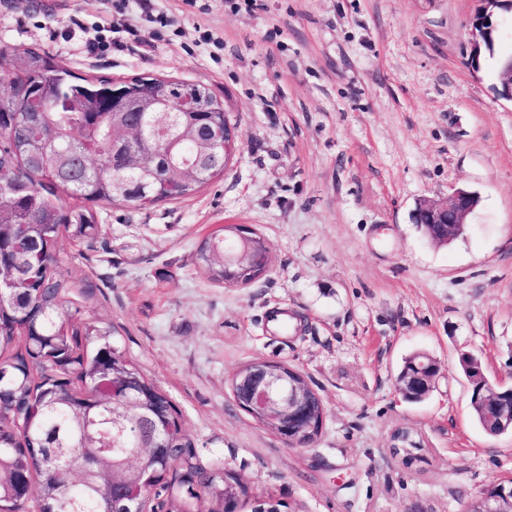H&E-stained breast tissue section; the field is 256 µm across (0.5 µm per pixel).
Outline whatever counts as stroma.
Masks as SVG:
<instances>
[{
  "instance_id": "1",
  "label": "stroma",
  "mask_w": 512,
  "mask_h": 512,
  "mask_svg": "<svg viewBox=\"0 0 512 512\" xmlns=\"http://www.w3.org/2000/svg\"><path fill=\"white\" fill-rule=\"evenodd\" d=\"M479 0H0V50L47 51L82 76L208 85L237 127L224 174L147 210L99 207L100 234L60 237L75 286L64 312L111 328L170 398L201 463L249 490L240 512H466L512 476V434L472 419L458 364L477 354L512 383V101L493 54L469 63ZM170 24L153 38L150 15ZM115 31L88 51L98 23ZM480 196L444 246L414 224L416 202ZM227 224L267 239V274L208 278L198 243ZM95 296L85 301L82 291ZM435 358L421 403L396 391L404 357ZM300 370L321 396L317 443L289 447L236 402L256 359ZM420 446L412 461L395 431Z\"/></svg>"
}]
</instances>
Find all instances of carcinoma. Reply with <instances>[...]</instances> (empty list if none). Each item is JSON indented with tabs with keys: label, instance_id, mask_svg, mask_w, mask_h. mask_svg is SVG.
I'll use <instances>...</instances> for the list:
<instances>
[{
	"label": "carcinoma",
	"instance_id": "cac0c4a2",
	"mask_svg": "<svg viewBox=\"0 0 512 512\" xmlns=\"http://www.w3.org/2000/svg\"><path fill=\"white\" fill-rule=\"evenodd\" d=\"M0 82L13 89L0 99V108L26 107L18 91L27 88L41 109L35 125L20 121L0 127V272L13 275V291L0 299V456L11 460V470L25 473L31 491L52 512H93L112 481V464L154 442L167 426L165 455L147 464L159 502L145 506L151 512H192L205 494L209 512H224V471L199 463L169 397L112 341L109 328L63 315L72 288L57 270L54 253L62 234L80 243L98 236L101 204L149 208L188 197L223 173L220 154L203 167L200 179L191 181L171 170L194 160L191 147L181 146L172 162L157 141L190 121L224 123V102L183 81L156 78L142 85L134 79L84 77L32 48L0 50ZM114 90L125 98L161 102L189 92L206 103L210 114L169 112L160 126L145 115L147 139L137 146L158 160L147 169L126 170L119 163L117 134L136 115L101 108ZM65 198L74 204L63 206ZM194 263L212 280L224 282V233L202 239ZM32 277L37 286L29 295L26 282ZM460 366L472 394H484L476 380L483 372L481 361L463 354ZM434 367L427 355L414 354L403 359L397 380ZM114 375L136 383L132 422L109 420L110 413L124 411L125 397L111 393ZM471 409L483 429L497 430L490 408L473 401ZM48 448L63 449L72 468L95 453L107 459L106 466L92 483H74L68 472L46 483L42 461Z\"/></svg>",
	"mask_w": 512,
	"mask_h": 512
}]
</instances>
